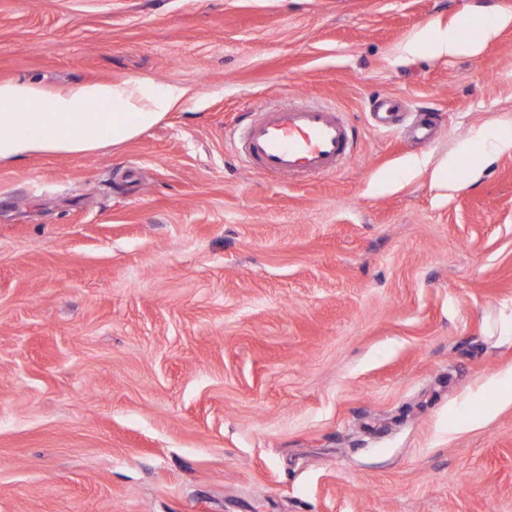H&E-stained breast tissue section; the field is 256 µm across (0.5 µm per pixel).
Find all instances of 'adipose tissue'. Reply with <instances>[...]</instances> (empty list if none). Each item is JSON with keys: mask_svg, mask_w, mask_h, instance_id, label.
I'll list each match as a JSON object with an SVG mask.
<instances>
[{"mask_svg": "<svg viewBox=\"0 0 512 512\" xmlns=\"http://www.w3.org/2000/svg\"><path fill=\"white\" fill-rule=\"evenodd\" d=\"M475 21L469 27L453 24L435 27L428 36H414L407 53L453 56L478 50L508 23ZM186 94L178 86L149 93L140 83L83 84L56 94L54 109L39 111L41 91L26 83L0 84V162L14 161L33 152L84 153L103 142L123 143L159 124ZM106 104L103 112L91 111L93 103Z\"/></svg>", "mask_w": 512, "mask_h": 512, "instance_id": "obj_1", "label": "adipose tissue"}]
</instances>
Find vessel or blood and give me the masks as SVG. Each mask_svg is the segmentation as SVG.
<instances>
[{
	"mask_svg": "<svg viewBox=\"0 0 512 512\" xmlns=\"http://www.w3.org/2000/svg\"><path fill=\"white\" fill-rule=\"evenodd\" d=\"M239 141L251 162L280 177L321 176L356 155V135L333 108L285 104L246 113Z\"/></svg>",
	"mask_w": 512,
	"mask_h": 512,
	"instance_id": "vessel-or-blood-1",
	"label": "vessel or blood"
}]
</instances>
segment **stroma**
I'll list each match as a JSON object with an SVG mask.
<instances>
[{"label":"stroma","mask_w":512,"mask_h":512,"mask_svg":"<svg viewBox=\"0 0 512 512\" xmlns=\"http://www.w3.org/2000/svg\"><path fill=\"white\" fill-rule=\"evenodd\" d=\"M494 12L0 0V83L187 91L132 141L0 164V512H512V150L434 175L512 125V27L403 51ZM301 96L358 153L265 177L228 133ZM510 17L499 16L494 23H484L480 20L464 28L459 24L448 27H435L430 30L429 36H414L406 45L405 50L412 55H418L428 50L432 55L448 57L459 54L465 50H478L492 40L500 29L508 24Z\"/></svg>","instance_id":"35a3bbf8"}]
</instances>
